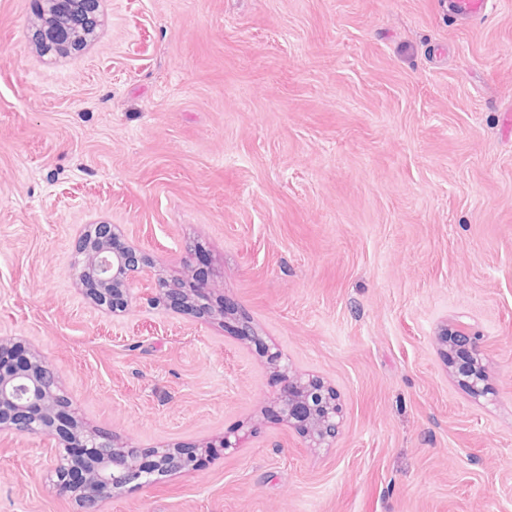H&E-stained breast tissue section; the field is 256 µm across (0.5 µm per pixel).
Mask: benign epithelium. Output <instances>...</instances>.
<instances>
[{
  "instance_id": "benign-epithelium-1",
  "label": "benign epithelium",
  "mask_w": 512,
  "mask_h": 512,
  "mask_svg": "<svg viewBox=\"0 0 512 512\" xmlns=\"http://www.w3.org/2000/svg\"><path fill=\"white\" fill-rule=\"evenodd\" d=\"M62 23L39 29L41 40L70 47L81 45L96 23L97 0H52ZM80 281L94 303L114 314L126 311L132 302L134 284L145 277L154 281L156 295L151 301L167 309L190 311L199 317L216 314L232 319L238 335L261 347L268 363L281 378L274 397L283 420L300 432L312 448H325L336 439L342 423V406L336 390L321 379L292 371L278 351H271L252 329L250 322L234 313L228 304L210 303V288L203 281L187 288L179 280H167L152 273L149 258L122 239V230L100 224L94 237H82L77 245ZM444 343L463 355L470 365L460 369L462 383L471 396L485 395V374L476 338L462 329L445 336ZM24 432L57 440L54 485L79 502L81 512H99L100 504L127 487L149 484L160 476L189 471L197 455L182 448H156L143 462L138 451L128 456L119 450L115 437L84 429L76 419L69 399L58 393L56 373L33 353L17 362L0 355V434ZM87 453L76 458L74 449Z\"/></svg>"
}]
</instances>
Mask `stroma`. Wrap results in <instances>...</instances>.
I'll return each instance as SVG.
<instances>
[{
    "mask_svg": "<svg viewBox=\"0 0 512 512\" xmlns=\"http://www.w3.org/2000/svg\"><path fill=\"white\" fill-rule=\"evenodd\" d=\"M0 0V336L58 373L86 426L190 472L101 512H512V0H101L43 51ZM120 225L343 407L311 448L247 339L85 296L79 237ZM478 336L473 398L437 337ZM238 442L221 448L223 436ZM54 440L0 439V512H79ZM451 13L468 20H477L485 16L492 0H449Z\"/></svg>",
    "mask_w": 512,
    "mask_h": 512,
    "instance_id": "obj_1",
    "label": "stroma"
}]
</instances>
